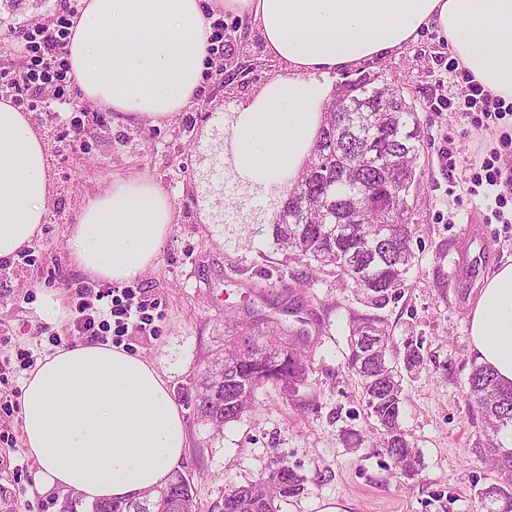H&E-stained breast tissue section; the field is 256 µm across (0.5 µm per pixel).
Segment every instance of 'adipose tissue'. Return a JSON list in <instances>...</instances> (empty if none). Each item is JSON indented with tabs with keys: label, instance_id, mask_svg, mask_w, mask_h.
<instances>
[{
	"label": "adipose tissue",
	"instance_id": "adipose-tissue-1",
	"mask_svg": "<svg viewBox=\"0 0 512 512\" xmlns=\"http://www.w3.org/2000/svg\"><path fill=\"white\" fill-rule=\"evenodd\" d=\"M67 47L81 99L152 121L172 118L200 87L210 12L249 13L265 51L288 66L240 103L224 139L229 174L284 189L309 158L333 94L330 77L386 58L435 28L491 94L512 100V0H82ZM51 185L31 113L0 100V261L31 244ZM174 204L147 177L89 196L68 248L84 274L121 284L152 268ZM477 361L512 386V262L480 290L469 326ZM23 448L42 492L83 503L136 499L166 487L185 457L186 420L165 375L140 354L67 342L21 387Z\"/></svg>",
	"mask_w": 512,
	"mask_h": 512
}]
</instances>
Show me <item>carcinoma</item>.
<instances>
[{"label":"carcinoma","instance_id":"carcinoma-1","mask_svg":"<svg viewBox=\"0 0 512 512\" xmlns=\"http://www.w3.org/2000/svg\"><path fill=\"white\" fill-rule=\"evenodd\" d=\"M399 94L390 83L377 93L362 76L338 88L347 111L326 112L311 157L286 197L270 202L273 222L252 221L254 233L271 236L277 249L316 268L331 266L345 281L367 292L365 303L379 307L393 295L400 296L412 266V214L404 209L389 213L358 201L361 181L374 180L387 187L410 189L420 184L417 173L420 129L416 110L399 100L393 112H375L389 93ZM245 323L231 321L224 344L213 356L237 357L242 344L265 347L262 357L244 361L232 373L237 404L224 408L228 395L209 403L207 382L197 377L182 389L199 421L218 431L240 419L256 391L271 383L280 386L289 400L306 405L300 389L308 382L310 357L304 331L275 327L266 335H250ZM347 368L358 377L366 409L382 431L380 452L400 473L412 479L419 474L421 458L411 446L399 418L403 386L399 372L382 363L389 335L382 320L367 314L350 318ZM469 405L476 408L482 425L494 435L512 427V387L503 385L484 365L473 366L468 379ZM502 483L485 489L483 495L507 502L512 512V450L489 449ZM182 471L173 474L167 488L135 500H107L91 506V512H198L194 485L184 481ZM305 478L282 458L260 481L224 491L210 512H279L278 502L304 491Z\"/></svg>","mask_w":512,"mask_h":512}]
</instances>
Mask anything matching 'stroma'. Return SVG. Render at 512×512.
<instances>
[{
	"mask_svg": "<svg viewBox=\"0 0 512 512\" xmlns=\"http://www.w3.org/2000/svg\"><path fill=\"white\" fill-rule=\"evenodd\" d=\"M57 0H0V36L16 39L20 29L53 19ZM224 55L241 71L206 69L195 97L173 118L150 122L77 98L36 109L47 151L51 198L42 232L9 260L0 261V486L11 493L15 512H66L71 494H41L38 466L22 442L21 386L28 365L37 364L71 338V320L52 321L40 311L44 291L60 293L65 309L79 299L85 275L68 254V228L88 195L115 178L147 177L174 203L175 222L154 267L131 280V288L155 304L156 334L128 329L125 349L141 354L178 388L202 368L224 341L225 322L250 314L255 330L268 321L308 331L311 370L302 388L309 406L298 409L283 391L258 390L253 406L221 433L183 414L189 448L181 464L191 475L199 512L224 489L265 475L276 456L287 457L306 477L305 491L283 502L280 512H321L335 501L339 512H489L483 491L497 480L488 444L507 446L505 436L485 432L468 405V377L476 363L470 350V313L478 289L450 276V262L470 215H486L483 195L470 194L479 172L477 155L498 152L503 175L512 174V115L492 129L478 130L473 115L433 111L435 98L456 99L448 42L435 30L384 60L342 72L340 81L381 74L401 87L415 105L422 127L418 167L422 180L409 197L414 259L399 298L367 310L354 288L331 271H310L276 250L271 237H254L246 218L268 205L242 194L230 179H217L224 157V122L235 106L286 65L267 55L256 23L224 14ZM504 221L481 231L490 267L512 262V200ZM373 312L383 320L390 348L422 346L420 370L405 376L400 425L418 448V476H397L374 451L379 426L365 410L361 388L346 365L351 314ZM361 433V447H347L342 432Z\"/></svg>",
	"mask_w": 512,
	"mask_h": 512,
	"instance_id": "35a3bbf8",
	"label": "stroma"
}]
</instances>
